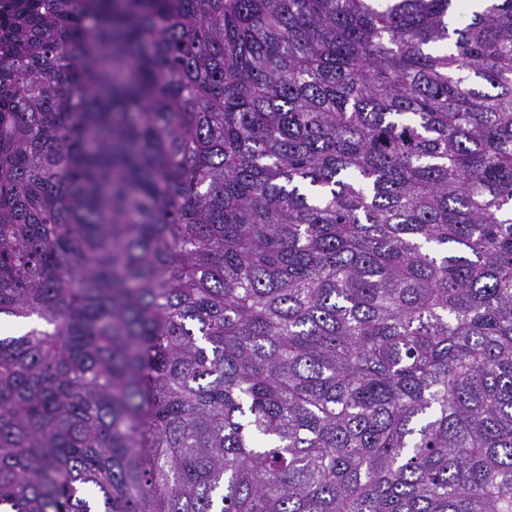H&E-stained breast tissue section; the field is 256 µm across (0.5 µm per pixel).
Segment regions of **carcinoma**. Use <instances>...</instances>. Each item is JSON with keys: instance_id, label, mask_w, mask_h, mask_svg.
I'll use <instances>...</instances> for the list:
<instances>
[{"instance_id": "carcinoma-1", "label": "carcinoma", "mask_w": 512, "mask_h": 512, "mask_svg": "<svg viewBox=\"0 0 512 512\" xmlns=\"http://www.w3.org/2000/svg\"><path fill=\"white\" fill-rule=\"evenodd\" d=\"M8 0L0 512H512V0Z\"/></svg>"}]
</instances>
